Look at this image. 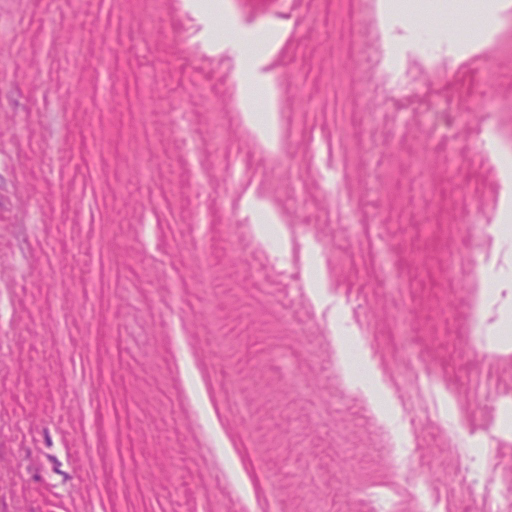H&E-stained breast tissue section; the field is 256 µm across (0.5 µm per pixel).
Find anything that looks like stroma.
Wrapping results in <instances>:
<instances>
[{
	"label": "stroma",
	"mask_w": 512,
	"mask_h": 512,
	"mask_svg": "<svg viewBox=\"0 0 512 512\" xmlns=\"http://www.w3.org/2000/svg\"><path fill=\"white\" fill-rule=\"evenodd\" d=\"M379 2L230 0L272 150L186 0H0V512L512 501V0ZM265 50H255V40L241 34L236 28L233 18L226 12L224 21V50L234 58L240 87V106L249 117L251 101L257 89L269 92L274 85L273 74L267 65L276 52L278 39L268 37L263 41ZM252 119L256 123V131L271 146H275L278 142V116L275 104L270 95L267 101L266 112L259 119L252 115ZM249 209L254 224V233L260 240L264 241L276 232V216L263 208L260 204L249 202Z\"/></svg>",
	"instance_id": "stroma-1"
}]
</instances>
